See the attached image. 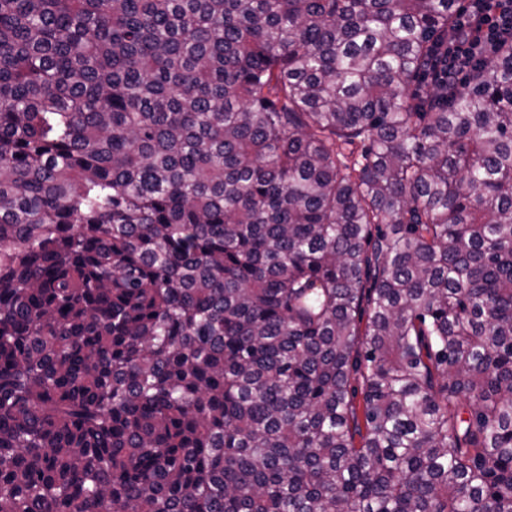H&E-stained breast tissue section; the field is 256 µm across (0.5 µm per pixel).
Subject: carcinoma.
Here are the masks:
<instances>
[{
	"label": "carcinoma",
	"mask_w": 512,
	"mask_h": 512,
	"mask_svg": "<svg viewBox=\"0 0 512 512\" xmlns=\"http://www.w3.org/2000/svg\"><path fill=\"white\" fill-rule=\"evenodd\" d=\"M457 10L0 0V512H512V42L433 85Z\"/></svg>",
	"instance_id": "carcinoma-1"
}]
</instances>
